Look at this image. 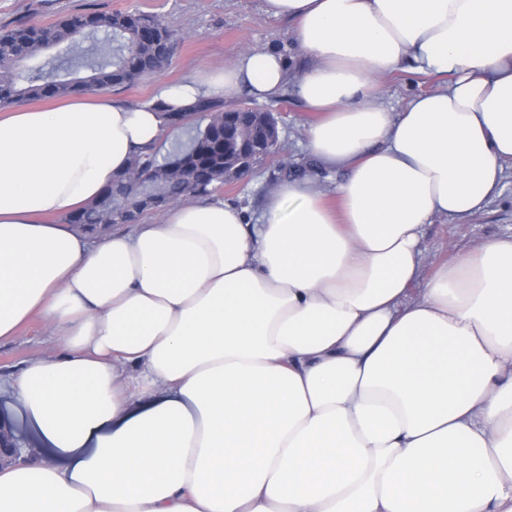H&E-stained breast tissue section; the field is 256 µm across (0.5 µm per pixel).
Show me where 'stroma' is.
Wrapping results in <instances>:
<instances>
[{
    "label": "stroma",
    "instance_id": "35a3bbf8",
    "mask_svg": "<svg viewBox=\"0 0 512 512\" xmlns=\"http://www.w3.org/2000/svg\"><path fill=\"white\" fill-rule=\"evenodd\" d=\"M139 12L159 18L180 36L172 60L158 75L131 87L109 89L108 94L127 102L151 99L157 80L178 82L203 70L233 62L247 50H275L298 73L309 60L293 41L291 25L263 10V0H0V32L19 23L50 24L75 12ZM443 77L399 71L383 83V104L401 111L410 97L438 89ZM274 109L280 112V158L258 165L243 181L224 186L225 202L255 215L263 207L268 190L281 178L280 159L300 165L324 191H331L338 176L320 169L311 159L304 140V127L313 120L293 89L281 94ZM512 236V167L506 168L501 193L482 212L467 218L436 217L425 225L421 237V271L410 287L418 297L435 268L451 257L470 252L487 240ZM56 349L41 320L23 326L17 336L0 341V399L9 395L7 380L29 361L51 359Z\"/></svg>",
    "mask_w": 512,
    "mask_h": 512
}]
</instances>
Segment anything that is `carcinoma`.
Returning <instances> with one entry per match:
<instances>
[{
    "label": "carcinoma",
    "mask_w": 512,
    "mask_h": 512,
    "mask_svg": "<svg viewBox=\"0 0 512 512\" xmlns=\"http://www.w3.org/2000/svg\"><path fill=\"white\" fill-rule=\"evenodd\" d=\"M103 32L104 40L86 57L84 42ZM176 35L152 17L133 12H78L45 25L20 26L0 35V105L18 100L63 97L79 91H99L135 85L168 64ZM86 66L91 74L72 78L63 74L32 75L26 67L44 52ZM195 116L182 127L187 140L161 157L154 149L132 158L126 171L102 195L69 215V224H110L112 203H133L134 179L150 174L166 203L206 194L240 180V152L246 143L269 142L278 135L268 107L226 108L200 99L189 108Z\"/></svg>",
    "instance_id": "cac0c4a2"
}]
</instances>
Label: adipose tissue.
I'll list each match as a JSON object with an SVG mask.
<instances>
[{"label":"adipose tissue","instance_id":"ef3b65f1","mask_svg":"<svg viewBox=\"0 0 512 512\" xmlns=\"http://www.w3.org/2000/svg\"><path fill=\"white\" fill-rule=\"evenodd\" d=\"M264 5L310 60L337 209L306 177L253 218L211 194L95 240L64 222L173 139L162 107L279 95L272 50L146 103L0 110V340L37 318L57 349L8 380L37 456L0 467V512H512V237L409 296L424 225L512 164V0ZM401 70L447 83L395 112Z\"/></svg>","mask_w":512,"mask_h":512}]
</instances>
